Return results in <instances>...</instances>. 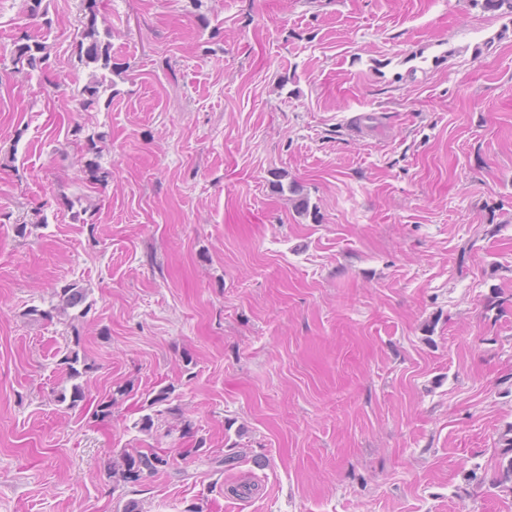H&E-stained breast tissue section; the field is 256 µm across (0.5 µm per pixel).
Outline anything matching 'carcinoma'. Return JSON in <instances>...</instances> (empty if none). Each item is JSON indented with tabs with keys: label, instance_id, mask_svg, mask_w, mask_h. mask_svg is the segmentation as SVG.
I'll return each instance as SVG.
<instances>
[{
	"label": "carcinoma",
	"instance_id": "obj_1",
	"mask_svg": "<svg viewBox=\"0 0 512 512\" xmlns=\"http://www.w3.org/2000/svg\"><path fill=\"white\" fill-rule=\"evenodd\" d=\"M44 0H25L29 17L40 22L46 29L51 28L52 20L48 17V7L43 5ZM473 5L485 11H500L512 16V0H471ZM84 11L82 31L79 41V60L85 66L92 67L88 82L82 87L80 96L84 108L90 109L99 105L102 97L112 92V79L104 71L112 70L111 44L100 38L98 24L108 25L106 18L99 17L98 0H81ZM48 56L46 47L39 43L17 41L11 56L12 72L31 73L43 68ZM57 303L49 311L37 308L29 309L35 315L48 317L54 311L67 312L69 309L81 308L80 315H86L90 306L86 305L87 292L82 288L67 285L54 293ZM171 389L163 388L150 401V405L157 406L156 416L169 414L180 415L177 408L167 405ZM168 465V459L153 448H136L122 454V461L112 463L111 477L116 485L135 484L154 476L163 467Z\"/></svg>",
	"mask_w": 512,
	"mask_h": 512
}]
</instances>
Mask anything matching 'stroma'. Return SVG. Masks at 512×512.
<instances>
[{
  "label": "stroma",
  "instance_id": "obj_1",
  "mask_svg": "<svg viewBox=\"0 0 512 512\" xmlns=\"http://www.w3.org/2000/svg\"><path fill=\"white\" fill-rule=\"evenodd\" d=\"M45 2L0 0V59L50 62L0 80V512H512V17L100 0L86 110L80 0ZM68 284L87 316L32 315ZM127 448L170 464L114 486ZM99 0H81L83 7L82 31L79 41V60L86 67L92 65L88 82L82 87L80 96L84 108L90 109L99 105L100 100L108 92V103L112 99V78L107 79L108 70L112 74V49L108 41L101 40L98 27ZM29 41L30 39H21L14 45L15 49L11 56L13 73L31 74L32 71L42 70L48 60L46 47L39 42L29 43Z\"/></svg>",
  "mask_w": 512,
  "mask_h": 512
}]
</instances>
